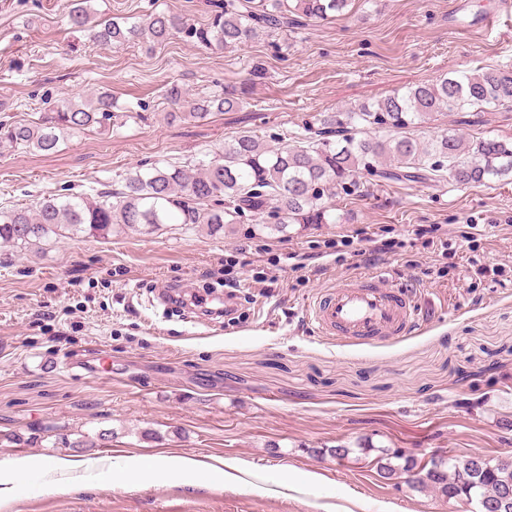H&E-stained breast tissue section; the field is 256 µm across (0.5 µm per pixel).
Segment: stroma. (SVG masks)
Segmentation results:
<instances>
[{
	"instance_id": "obj_1",
	"label": "stroma",
	"mask_w": 512,
	"mask_h": 512,
	"mask_svg": "<svg viewBox=\"0 0 512 512\" xmlns=\"http://www.w3.org/2000/svg\"><path fill=\"white\" fill-rule=\"evenodd\" d=\"M221 0H89L131 26L169 12L207 24ZM351 0L232 47L172 36L105 49L67 25L72 0H0V121L27 122L63 99L109 91L114 117L57 151L0 147V206L71 187L95 195L131 170L202 157L242 133L311 137L324 115L476 67H512V17L497 0ZM197 99L227 90L242 109L172 118L171 86ZM332 224L252 234L250 219L211 236L167 224L106 238L54 236L0 247V467L32 457L97 460L52 489L37 468L14 478L0 512H477L476 504L380 476L381 449L418 459L512 457V180L483 185L360 176L332 199ZM435 225L451 268L414 240ZM400 242L376 256L367 234ZM245 249L224 317L209 285ZM503 277L473 275L472 259ZM417 292L422 328L343 344L305 322L309 301L356 273ZM155 438H148L146 430ZM110 431L98 448L78 432ZM18 433L26 442H3ZM348 457L331 456L334 448ZM191 476L130 477L153 459Z\"/></svg>"
}]
</instances>
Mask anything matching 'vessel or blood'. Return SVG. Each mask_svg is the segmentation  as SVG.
<instances>
[{"mask_svg":"<svg viewBox=\"0 0 512 512\" xmlns=\"http://www.w3.org/2000/svg\"><path fill=\"white\" fill-rule=\"evenodd\" d=\"M308 316L319 335L340 342L404 336L422 320L415 292L386 285L374 273L349 277L318 294Z\"/></svg>","mask_w":512,"mask_h":512,"instance_id":"b4317fda","label":"vessel or blood"}]
</instances>
